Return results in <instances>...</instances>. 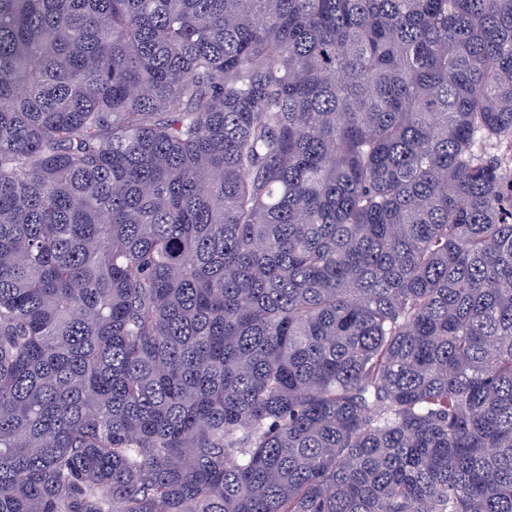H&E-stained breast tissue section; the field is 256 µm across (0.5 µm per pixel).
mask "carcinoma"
<instances>
[{
  "label": "carcinoma",
  "instance_id": "1",
  "mask_svg": "<svg viewBox=\"0 0 512 512\" xmlns=\"http://www.w3.org/2000/svg\"><path fill=\"white\" fill-rule=\"evenodd\" d=\"M0 512H512V0H0Z\"/></svg>",
  "mask_w": 512,
  "mask_h": 512
}]
</instances>
